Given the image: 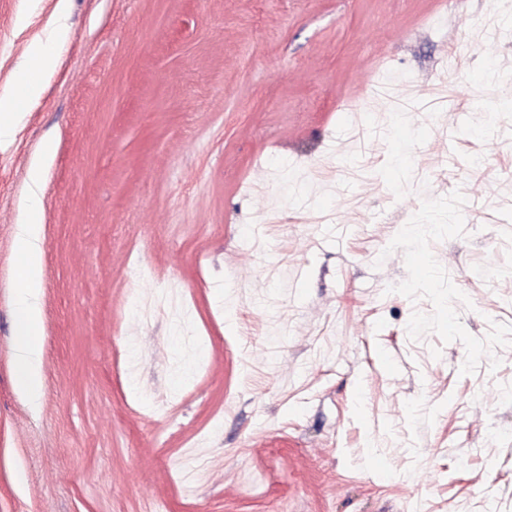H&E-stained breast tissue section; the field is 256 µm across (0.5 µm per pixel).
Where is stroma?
Listing matches in <instances>:
<instances>
[{"label":"stroma","mask_w":512,"mask_h":512,"mask_svg":"<svg viewBox=\"0 0 512 512\" xmlns=\"http://www.w3.org/2000/svg\"><path fill=\"white\" fill-rule=\"evenodd\" d=\"M55 4L0 0V93ZM67 23L0 144V512H512V0ZM400 99L423 144L389 138ZM36 164L34 407L11 357Z\"/></svg>","instance_id":"obj_1"}]
</instances>
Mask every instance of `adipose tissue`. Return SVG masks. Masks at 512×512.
I'll return each mask as SVG.
<instances>
[{"label":"adipose tissue","mask_w":512,"mask_h":512,"mask_svg":"<svg viewBox=\"0 0 512 512\" xmlns=\"http://www.w3.org/2000/svg\"><path fill=\"white\" fill-rule=\"evenodd\" d=\"M67 0H57L53 18L55 22L54 42H35L28 54L26 87L23 98L0 96V141L13 138L17 132L16 118L22 102L39 96L43 82L56 66L54 43L66 41L69 30L64 23ZM43 169L32 166L28 172L29 207L27 214L17 224L15 242L20 255L16 271L17 288L14 296L15 347L12 360L18 390L30 402H38L43 393L41 378V259L43 237L41 233V196L43 191Z\"/></svg>","instance_id":"1"}]
</instances>
